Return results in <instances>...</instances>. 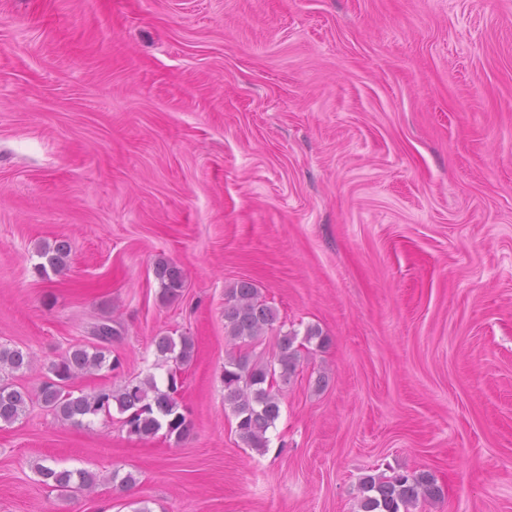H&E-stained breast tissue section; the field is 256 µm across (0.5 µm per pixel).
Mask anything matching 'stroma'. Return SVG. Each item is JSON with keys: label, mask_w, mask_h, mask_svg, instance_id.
<instances>
[{"label": "stroma", "mask_w": 512, "mask_h": 512, "mask_svg": "<svg viewBox=\"0 0 512 512\" xmlns=\"http://www.w3.org/2000/svg\"><path fill=\"white\" fill-rule=\"evenodd\" d=\"M242 280L278 314L253 357L330 338L262 454L224 403ZM108 319L121 365L76 388L164 378L156 339L190 335L189 436L29 404L0 424V512H358L363 477L403 472L441 489L410 512H512V0H0L10 382L37 391ZM44 461L99 483L67 496ZM155 277L159 283V297L163 301L176 299L184 288L181 270L167 261L159 260L156 263Z\"/></svg>", "instance_id": "1"}]
</instances>
